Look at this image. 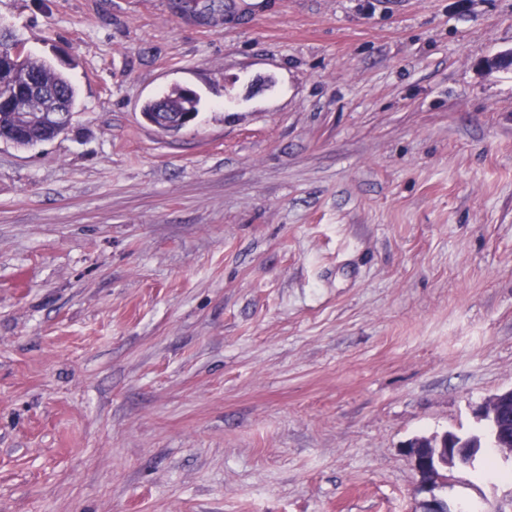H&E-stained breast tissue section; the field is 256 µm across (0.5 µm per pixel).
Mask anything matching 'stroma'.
<instances>
[{"mask_svg":"<svg viewBox=\"0 0 512 512\" xmlns=\"http://www.w3.org/2000/svg\"><path fill=\"white\" fill-rule=\"evenodd\" d=\"M78 92L0 141V512H512L406 443L512 388V0H0ZM187 86L164 132L143 104ZM155 105L153 100L149 101L143 109L148 114L143 115L145 120L152 126L159 129H180L194 123L197 114L194 110L187 112H166L163 107L158 112H153Z\"/></svg>","mask_w":512,"mask_h":512,"instance_id":"35a3bbf8","label":"stroma"}]
</instances>
